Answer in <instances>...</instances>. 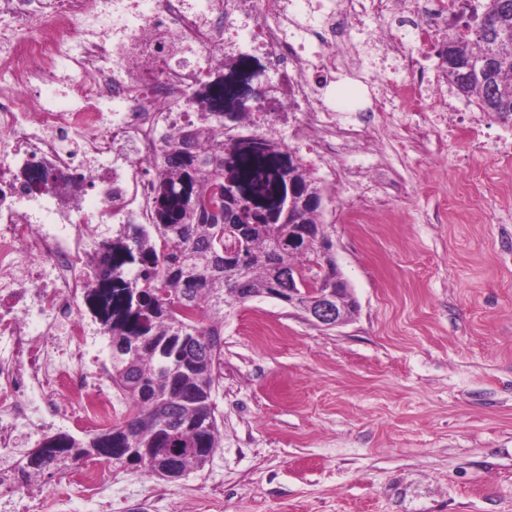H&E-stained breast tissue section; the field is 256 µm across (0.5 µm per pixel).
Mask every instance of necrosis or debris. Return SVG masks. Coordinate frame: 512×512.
<instances>
[{"mask_svg":"<svg viewBox=\"0 0 512 512\" xmlns=\"http://www.w3.org/2000/svg\"><path fill=\"white\" fill-rule=\"evenodd\" d=\"M0 0V512H25L36 472L26 451L64 422L106 429L118 410L96 355L104 328L85 312L107 246L152 221L154 164L197 125V95L226 57L256 60L250 115L225 138L270 136V116L302 113L286 149L323 155L376 144L370 118L343 121L315 71L362 77L347 26L378 23L376 45L398 59L401 96L442 93L421 57L437 32L464 30L483 0ZM35 169L89 194L69 202L36 189Z\"/></svg>","mask_w":512,"mask_h":512,"instance_id":"obj_1","label":"necrosis or debris"}]
</instances>
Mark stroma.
Instances as JSON below:
<instances>
[{"instance_id": "obj_1", "label": "stroma", "mask_w": 512, "mask_h": 512, "mask_svg": "<svg viewBox=\"0 0 512 512\" xmlns=\"http://www.w3.org/2000/svg\"><path fill=\"white\" fill-rule=\"evenodd\" d=\"M375 22L352 30L373 90L393 65ZM481 124L435 138V116L397 98L378 151L353 146L321 180L323 228L358 311L325 328L267 296L224 322L213 394L220 444L175 481L113 469L112 512H512V142ZM77 473L43 468L31 512H101Z\"/></svg>"}]
</instances>
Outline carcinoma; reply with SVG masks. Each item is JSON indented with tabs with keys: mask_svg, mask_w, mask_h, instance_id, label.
Returning a JSON list of instances; mask_svg holds the SVG:
<instances>
[{
	"mask_svg": "<svg viewBox=\"0 0 512 512\" xmlns=\"http://www.w3.org/2000/svg\"><path fill=\"white\" fill-rule=\"evenodd\" d=\"M476 47L453 30L438 51L443 76L479 109L512 118V0H485L473 24ZM209 111L201 126L164 147L155 163L153 223L129 224L112 239L107 270L87 300L110 337V379L131 402L126 419L87 440L55 436L30 455L41 470L53 461L78 463L96 453L117 467L175 480L204 467L219 446L213 391L223 361L225 304L287 287L282 272L307 250L297 231L317 228L321 209H276V199L299 188V198L323 197L301 162L273 138L224 139V123L243 118L247 103L224 82L206 88ZM211 146L198 151L199 139ZM245 238L244 267L224 260V210ZM212 314L200 322L201 309Z\"/></svg>",
	"mask_w": 512,
	"mask_h": 512,
	"instance_id": "cac0c4a2",
	"label": "carcinoma"
}]
</instances>
